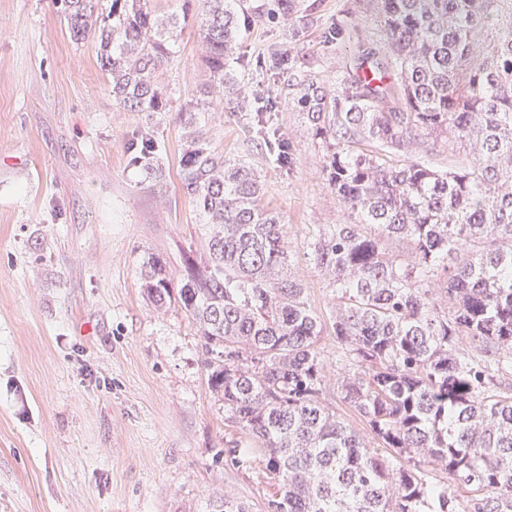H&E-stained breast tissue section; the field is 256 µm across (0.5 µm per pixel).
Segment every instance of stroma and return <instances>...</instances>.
<instances>
[{
	"label": "stroma",
	"instance_id": "1",
	"mask_svg": "<svg viewBox=\"0 0 512 512\" xmlns=\"http://www.w3.org/2000/svg\"><path fill=\"white\" fill-rule=\"evenodd\" d=\"M304 2L320 19L304 50L335 81L360 42L379 37L374 4ZM333 26L342 34L324 47ZM282 38L271 24L245 33L237 74L251 96L270 97L258 61ZM172 50L157 78L166 111L131 112L113 99L94 42L72 41L52 0H0V512H210L226 495L266 512L274 481L258 460L231 462L229 448L249 440L224 422L197 327L139 288L148 255L177 278L203 250L179 176L189 127L260 171L321 319L320 351L336 358V290L309 244L349 212L322 176L321 143L277 101L293 145L292 165L277 167L250 137V113L213 111L194 25ZM146 126L160 145L156 182L130 161Z\"/></svg>",
	"mask_w": 512,
	"mask_h": 512
}]
</instances>
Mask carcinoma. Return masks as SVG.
Instances as JSON below:
<instances>
[{
    "mask_svg": "<svg viewBox=\"0 0 512 512\" xmlns=\"http://www.w3.org/2000/svg\"><path fill=\"white\" fill-rule=\"evenodd\" d=\"M75 42L98 44L112 98L164 112L157 73L193 19L224 95L212 105L254 112L259 147L292 163L267 104L238 87L242 33L280 20L270 55L280 95L324 145L322 175L350 223L317 231L310 255L336 288V384L378 447L322 402L320 317L293 275L279 214L262 205L260 173L193 133L181 159L184 194L207 227L206 261L186 258L175 285L165 262L143 264L141 291L158 309L177 292L203 339L208 385L224 420L259 444L277 491L268 512H512V0H374L382 37L357 72L329 90L301 51L319 23L302 0L185 2L162 18L149 0H53ZM422 134L448 144V168L397 161ZM131 161L160 177L153 131ZM406 241L404 252L388 248ZM469 336L486 364L452 348ZM446 470L457 490L433 482Z\"/></svg>",
    "mask_w": 512,
    "mask_h": 512,
    "instance_id": "1",
    "label": "carcinoma"
}]
</instances>
